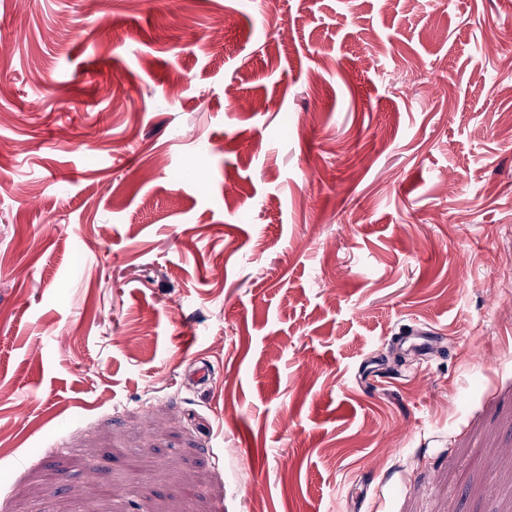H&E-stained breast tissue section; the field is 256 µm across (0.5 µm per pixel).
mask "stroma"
Instances as JSON below:
<instances>
[{"instance_id": "35a3bbf8", "label": "stroma", "mask_w": 512, "mask_h": 512, "mask_svg": "<svg viewBox=\"0 0 512 512\" xmlns=\"http://www.w3.org/2000/svg\"><path fill=\"white\" fill-rule=\"evenodd\" d=\"M511 58L512 0H0V512H512Z\"/></svg>"}]
</instances>
